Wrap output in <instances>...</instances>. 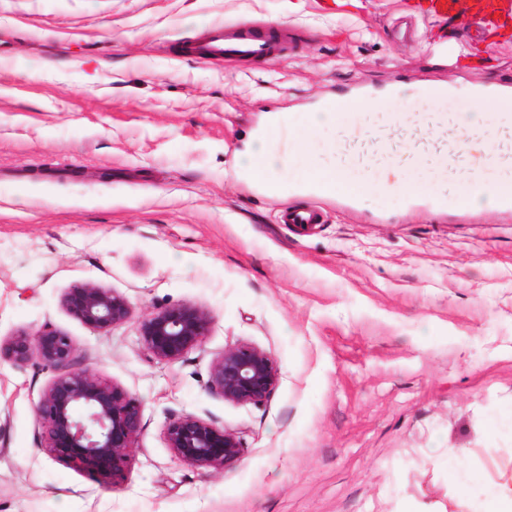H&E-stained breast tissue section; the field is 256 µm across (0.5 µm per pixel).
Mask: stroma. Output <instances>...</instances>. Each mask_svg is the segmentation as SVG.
<instances>
[{
	"mask_svg": "<svg viewBox=\"0 0 512 512\" xmlns=\"http://www.w3.org/2000/svg\"><path fill=\"white\" fill-rule=\"evenodd\" d=\"M219 21L288 28L296 51L174 53ZM470 27L407 18L404 0H0V339L66 334L142 416L120 478L71 468L35 415L55 371L0 360V512H467L512 474V212L328 196L300 234L277 221L307 204L297 185L264 195L238 166L268 114H287L289 153L314 102L362 84L512 87V44ZM87 284L132 318L77 319L63 299ZM189 305L207 336L156 360L141 318ZM241 344L276 362L264 403L207 386ZM188 414L235 433L239 459L178 461L165 432Z\"/></svg>",
	"mask_w": 512,
	"mask_h": 512,
	"instance_id": "stroma-1",
	"label": "stroma"
}]
</instances>
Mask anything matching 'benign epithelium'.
Returning a JSON list of instances; mask_svg holds the SVG:
<instances>
[{
	"label": "benign epithelium",
	"instance_id": "obj_1",
	"mask_svg": "<svg viewBox=\"0 0 512 512\" xmlns=\"http://www.w3.org/2000/svg\"><path fill=\"white\" fill-rule=\"evenodd\" d=\"M85 324L107 329L127 322L132 311L120 294L86 285L65 299ZM210 315L202 307L182 306L154 311L140 321L147 351L161 361H174L207 335ZM17 364L33 359L57 371L35 407L43 428L44 450L76 469H95L116 476L137 445L141 432L139 401L100 378L90 368L75 367L69 336L48 331L36 338L19 334L0 342V355ZM278 382L270 353L250 345L224 350L210 372V388L237 404H261ZM168 448L181 462L221 471L241 454L238 437L186 415L166 429Z\"/></svg>",
	"mask_w": 512,
	"mask_h": 512
}]
</instances>
